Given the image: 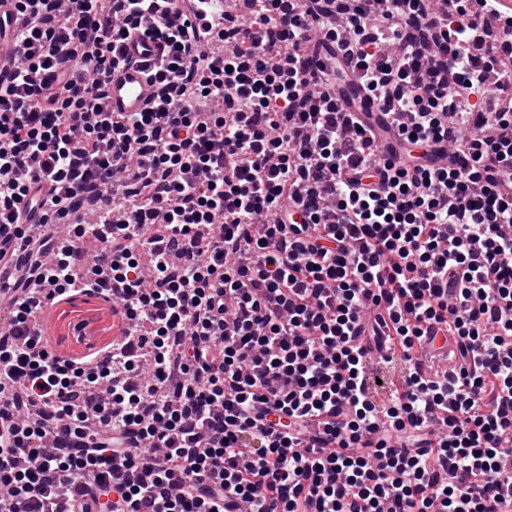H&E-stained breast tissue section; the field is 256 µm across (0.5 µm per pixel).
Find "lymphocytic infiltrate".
Returning a JSON list of instances; mask_svg holds the SVG:
<instances>
[{"label":"lymphocytic infiltrate","instance_id":"obj_1","mask_svg":"<svg viewBox=\"0 0 512 512\" xmlns=\"http://www.w3.org/2000/svg\"><path fill=\"white\" fill-rule=\"evenodd\" d=\"M0 71V489L10 512H512V12L500 0H14ZM143 112L105 105L133 32ZM341 47L351 67L332 55ZM405 117L382 162L339 87ZM484 124L473 122L475 109ZM448 143L453 163L427 164ZM36 165L109 225L90 274L12 220ZM115 292L126 341L33 336ZM407 363L366 394L367 351Z\"/></svg>","mask_w":512,"mask_h":512}]
</instances>
